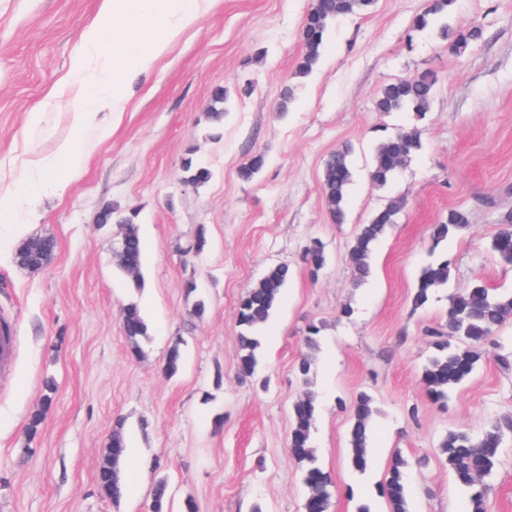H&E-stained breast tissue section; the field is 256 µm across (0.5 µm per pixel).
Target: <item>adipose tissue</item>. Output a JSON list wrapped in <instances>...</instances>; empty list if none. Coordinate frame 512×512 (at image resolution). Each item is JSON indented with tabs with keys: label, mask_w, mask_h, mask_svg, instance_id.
<instances>
[{
	"label": "adipose tissue",
	"mask_w": 512,
	"mask_h": 512,
	"mask_svg": "<svg viewBox=\"0 0 512 512\" xmlns=\"http://www.w3.org/2000/svg\"><path fill=\"white\" fill-rule=\"evenodd\" d=\"M106 3L114 19L113 26L86 29L73 60L74 69L83 76L86 94L85 106L72 115L75 127L80 129L101 128V113L124 111L127 82L152 68L164 54L170 35L191 27L201 16V0H106ZM131 13L148 18V26L132 30L122 25V18ZM154 18L162 20V28L151 26ZM107 42L112 45V57L107 71L103 72L91 67L90 62ZM63 160L76 172L84 164L81 151L68 141L60 143L55 154L30 161L25 178L32 189L0 196V222L15 224L22 218L38 219L41 198L62 190L61 184L49 178L48 173Z\"/></svg>",
	"instance_id": "adipose-tissue-1"
}]
</instances>
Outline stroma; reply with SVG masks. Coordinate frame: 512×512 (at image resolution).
I'll return each instance as SVG.
<instances>
[{"label":"stroma","mask_w":512,"mask_h":512,"mask_svg":"<svg viewBox=\"0 0 512 512\" xmlns=\"http://www.w3.org/2000/svg\"><path fill=\"white\" fill-rule=\"evenodd\" d=\"M313 0H219L170 42L166 53L127 88L112 134L76 129L82 102L72 59L83 30L111 26L103 0H0V186L22 188L26 164L74 141L86 154L79 173L59 163L64 185L43 197L34 224L0 227V320L15 331V376L0 378V512H149L155 480L167 477L171 512L192 499L197 512H304L302 467L287 447L290 411L302 386L296 366L308 324L321 325L314 374L318 461L332 480L328 512H388L377 493L399 453L408 472L410 512H468L439 456L452 430L481 434L512 415V323L447 407L421 383L431 353L425 329L442 322L449 294L475 280L512 289V266L489 249L499 219L512 211V0H454L452 27L479 23L484 38L449 52L414 17L429 0H375L365 13L334 20L319 67L300 77L303 19ZM421 72L437 83L422 121L382 114L374 96L385 83ZM296 99L281 111L282 93ZM223 87L221 127L208 112ZM41 104L44 122L27 113ZM418 126L422 148L384 187L368 165L376 140ZM353 149L347 221L333 223L322 191L325 158ZM265 164L250 180L240 168ZM209 169L187 181L185 162ZM401 209L374 249L372 273L354 285L347 260L360 224L389 202ZM137 210L144 246L142 286L133 288L114 254L122 225H100L105 208ZM464 211L467 228L444 249L448 288L425 308L411 293L428 257L431 225ZM206 228L201 255L182 247ZM52 237V263L30 271L15 254L28 239ZM320 239L327 264L311 275L302 255ZM292 276L264 330L254 377L238 374L237 306L267 269ZM197 284L186 295L187 280ZM205 304L191 315L193 299ZM136 301L149 326L132 354L119 309ZM350 317H340L343 306ZM185 352L175 376L163 371L174 343ZM57 386L41 432L26 423L46 381ZM370 392L375 418L371 465L348 464L350 407ZM147 470L124 466L120 503L99 488L98 466L116 422ZM489 512H512V435L489 479Z\"/></svg>","instance_id":"stroma-1"}]
</instances>
